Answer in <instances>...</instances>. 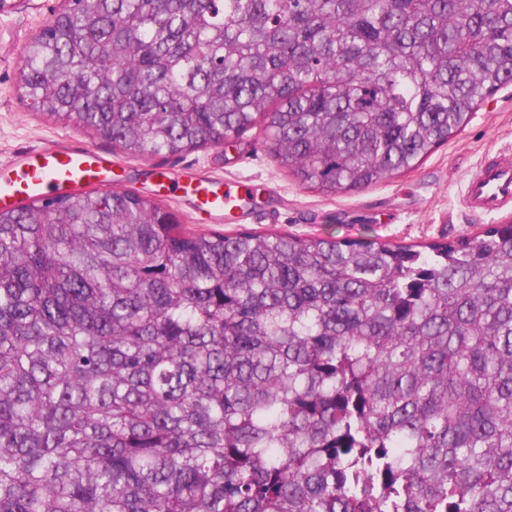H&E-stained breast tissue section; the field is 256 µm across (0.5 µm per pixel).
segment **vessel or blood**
<instances>
[{
	"instance_id": "b4317fda",
	"label": "vessel or blood",
	"mask_w": 512,
	"mask_h": 512,
	"mask_svg": "<svg viewBox=\"0 0 512 512\" xmlns=\"http://www.w3.org/2000/svg\"><path fill=\"white\" fill-rule=\"evenodd\" d=\"M112 161L94 149L75 146L44 148L19 154L0 176V208L18 199L49 198L76 185L111 182ZM181 191L192 195L199 211L227 213L238 209L241 194L214 182L195 178L172 186L159 180V193ZM463 206L468 211L495 217L497 223L512 222V150L490 152L463 187Z\"/></svg>"
}]
</instances>
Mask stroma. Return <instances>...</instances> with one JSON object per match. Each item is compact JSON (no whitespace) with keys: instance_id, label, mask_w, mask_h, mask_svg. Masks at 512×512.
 Instances as JSON below:
<instances>
[{"instance_id":"stroma-1","label":"stroma","mask_w":512,"mask_h":512,"mask_svg":"<svg viewBox=\"0 0 512 512\" xmlns=\"http://www.w3.org/2000/svg\"><path fill=\"white\" fill-rule=\"evenodd\" d=\"M68 0H17L0 14V166L18 154L54 145L83 143L112 157L115 190L153 194L154 163L112 149L83 128L55 121L28 105L20 80L25 45ZM512 149V86L476 109L469 125L406 173L377 185L327 196L300 185L268 153L259 130L243 135L235 149L208 147L168 162L170 179L248 180L251 195L241 210L210 219V231L233 234L279 231L300 236L379 239L395 244H424L470 237L493 225L461 205L466 177L485 154Z\"/></svg>"}]
</instances>
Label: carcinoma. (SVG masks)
Masks as SVG:
<instances>
[{"instance_id":"1","label":"carcinoma","mask_w":512,"mask_h":512,"mask_svg":"<svg viewBox=\"0 0 512 512\" xmlns=\"http://www.w3.org/2000/svg\"><path fill=\"white\" fill-rule=\"evenodd\" d=\"M22 81L135 158L261 126L336 196L512 84V0H89ZM167 215L0 211V512H512V223L405 245Z\"/></svg>"}]
</instances>
